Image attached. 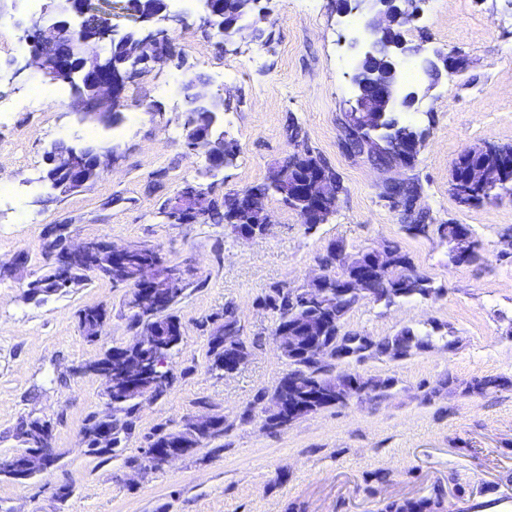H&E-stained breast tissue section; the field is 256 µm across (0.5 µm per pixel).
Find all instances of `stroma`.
<instances>
[{
    "mask_svg": "<svg viewBox=\"0 0 512 512\" xmlns=\"http://www.w3.org/2000/svg\"><path fill=\"white\" fill-rule=\"evenodd\" d=\"M267 8L266 19L251 21L228 47L203 25L200 0H171L170 13L184 19L169 31L175 56L125 86L124 132L116 135L82 121L74 95L56 99L59 82L25 68L15 24L31 8L0 0V98L17 107L0 124V264L27 256L20 275L0 282V463L18 450L16 427L29 417L52 422L59 455L28 484L0 481V512H288L292 503L300 512H384L391 501L438 489L454 512L457 500L512 491V198L469 207L450 191L463 150L512 145V0H420L401 33L414 50L407 76L428 94L400 118L426 143L411 166L392 170L342 147L353 105L350 43L363 18L341 14L336 0H269ZM438 49L461 56L462 67L432 76L424 61ZM191 75L223 94L224 137L237 146L233 162L212 172L183 144L180 87ZM36 89L51 95L50 105H29ZM292 121L344 187L326 223L307 228L276 193L266 200L270 231L250 241L224 224L168 221L164 204L185 183L220 199L265 182L295 150L286 134ZM59 140L115 144L119 152L97 181L61 196L44 180L46 152ZM398 178L421 184L417 205L433 224L427 233L407 234L400 208L385 199ZM448 222L470 226L476 261H449L435 230ZM54 224L67 225L76 240L158 248L190 282L172 309L182 340L168 362L170 388L142 403L108 459L89 455L82 441L87 416L105 398L99 377L80 367L131 341L129 291L91 279L29 298L26 283L45 264L43 234ZM393 241L431 279L434 294L361 301L343 329L379 339L410 327L431 334V344L401 359L349 360L348 370L389 381L380 396L275 430L243 421L255 397L273 392L290 370L273 340L276 317L259 299L277 285L304 287L330 244L352 255ZM229 303L250 349L227 376L211 368L206 321ZM97 305L107 321L90 343L77 313ZM482 378L503 384L471 389ZM202 411L223 416V436L143 477L128 467L156 426L175 432ZM378 471L388 481H377ZM61 487L70 490L63 499Z\"/></svg>",
    "mask_w": 512,
    "mask_h": 512,
    "instance_id": "obj_1",
    "label": "stroma"
}]
</instances>
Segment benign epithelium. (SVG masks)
Listing matches in <instances>:
<instances>
[{"label":"benign epithelium","instance_id":"7a95c632","mask_svg":"<svg viewBox=\"0 0 512 512\" xmlns=\"http://www.w3.org/2000/svg\"><path fill=\"white\" fill-rule=\"evenodd\" d=\"M206 13V24L216 28L224 36V44L233 42L244 29L243 22L230 27L224 25V0H201ZM341 10L345 13H359L368 16L363 37L362 51L355 64L351 83L354 87V105L344 123V133L359 130L370 125L374 116L384 112H404L419 100L420 88L402 80V69L409 57L410 49L404 40L389 43L386 36L392 25L403 26L415 11V0H343ZM52 19L44 16L26 18L18 26L19 40L36 42L29 65L40 70L53 81L77 82L86 88V93L76 97L83 119L109 126L121 118L124 109L123 88L138 72L139 67L152 61L164 62L170 55L159 49V44L168 39V30L157 26L161 21L170 20L167 0H158L156 9L146 12L129 10L138 26L124 33L104 24L91 40L76 38L88 24L91 15L104 14V10L92 0H52L47 5ZM127 42L129 51L120 59L112 57V51L102 50L101 44ZM181 91L188 105L185 112L183 143L196 155L204 158L208 169L224 167V132L218 130L219 117L224 112V97L207 90L206 82L199 76L184 81ZM117 152V146L104 147L97 143L74 146L63 141L55 143L49 151L47 162L54 172L47 176L51 188L61 194L81 189L89 182L88 172L102 171ZM300 197L297 212L308 227L326 222L338 200L336 184L327 178L317 179L314 190L297 189ZM209 197L193 185L186 186L168 206L167 214L179 218L181 224L207 223ZM44 249L51 253V269L57 279L67 277V269L75 258H89L99 253L118 257L126 246H116L99 239H84L77 243L68 241V236L51 228L45 237ZM169 293L144 297L131 294L130 306L138 313L158 318L165 311ZM159 329L155 326L142 328L135 343L143 350L156 347ZM349 334L343 328L336 329V336L326 345H316L305 352L298 345V337L290 332L288 321H283L274 332V341L282 356L297 361L313 354L315 359H327L341 364L348 354L342 349ZM122 359V351L112 350L108 360L87 367L100 377L106 392H111L112 366ZM167 358L156 359L145 355L137 372L153 378L155 385H167L169 372L165 370ZM186 454L179 444L162 454L148 450V462L133 465V469L147 474L154 464H167ZM57 461L54 448H35L23 456V461L11 459L1 465L11 471L15 478L24 480L31 469L45 471Z\"/></svg>","mask_w":512,"mask_h":512}]
</instances>
